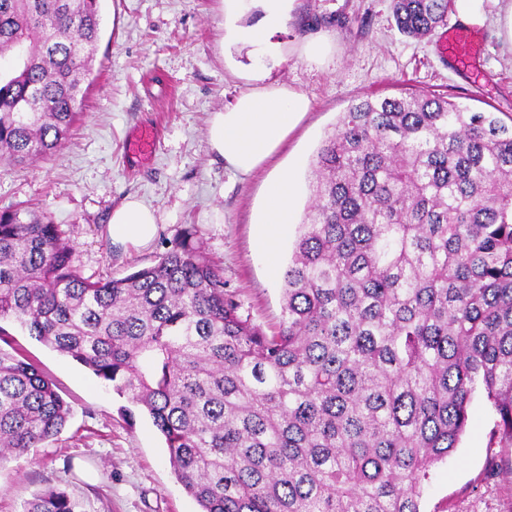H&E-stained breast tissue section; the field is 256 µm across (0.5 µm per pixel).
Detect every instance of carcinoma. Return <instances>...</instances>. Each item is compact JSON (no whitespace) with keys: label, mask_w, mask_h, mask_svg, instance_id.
Returning <instances> with one entry per match:
<instances>
[{"label":"carcinoma","mask_w":512,"mask_h":512,"mask_svg":"<svg viewBox=\"0 0 512 512\" xmlns=\"http://www.w3.org/2000/svg\"><path fill=\"white\" fill-rule=\"evenodd\" d=\"M451 0H390L424 38ZM99 0H0V159L55 156L79 117ZM313 201L268 334L189 229L93 280L51 216L0 209V322L145 411L199 512H421L482 390L512 447V116L444 94L351 105L315 159ZM70 415L0 347V462ZM26 512H78L50 488Z\"/></svg>","instance_id":"cac0c4a2"}]
</instances>
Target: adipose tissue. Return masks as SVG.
<instances>
[{"label": "adipose tissue", "mask_w": 512, "mask_h": 512, "mask_svg": "<svg viewBox=\"0 0 512 512\" xmlns=\"http://www.w3.org/2000/svg\"><path fill=\"white\" fill-rule=\"evenodd\" d=\"M292 0H261L262 16L244 28L238 17L245 0H223L225 39L263 45L269 32L281 24ZM245 90L224 109L213 112L208 127L210 151L226 168L247 176L265 167L288 137L303 123L311 101L302 91L285 83L266 82L261 71L245 74ZM296 184L290 171H280L267 185L263 207L255 223V235L263 247L270 275H277L278 246L293 219ZM155 210L136 199L124 202L112 213L113 240L144 244L156 234Z\"/></svg>", "instance_id": "1"}]
</instances>
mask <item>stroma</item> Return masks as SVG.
Listing matches in <instances>:
<instances>
[{"label":"stroma","instance_id":"35a3bbf8","mask_svg":"<svg viewBox=\"0 0 512 512\" xmlns=\"http://www.w3.org/2000/svg\"><path fill=\"white\" fill-rule=\"evenodd\" d=\"M485 10L479 28L485 78L477 81L440 54L437 36L401 34L389 0H294L269 34L274 56L250 44L225 47L221 0H101V34L81 116L53 160L0 161V208L19 204L51 214L70 233L82 275L94 279L151 264L184 228L195 227L206 255L224 269L226 290L253 322L273 330L284 278L270 276L254 238L267 180L284 168L297 185L295 222L280 244L285 265L311 203L317 151L352 103L406 88L451 94L474 111L512 114V46L498 37L493 5ZM321 37L323 56L309 58L306 43ZM239 65L264 69L270 80L312 101L272 167L249 177L228 171L206 139L212 112L245 88ZM147 125L158 138L153 153L142 157L130 143ZM131 197L160 218L143 245L112 239V212ZM6 330L12 348L50 375L72 415L42 447L0 463V512H26L37 495L58 485L80 512H198L145 413L127 424L120 414L125 398L90 370L14 325ZM495 422L485 396L475 394L456 451L433 469L423 512H512V447L493 440Z\"/></svg>","mask_w":512,"mask_h":512}]
</instances>
